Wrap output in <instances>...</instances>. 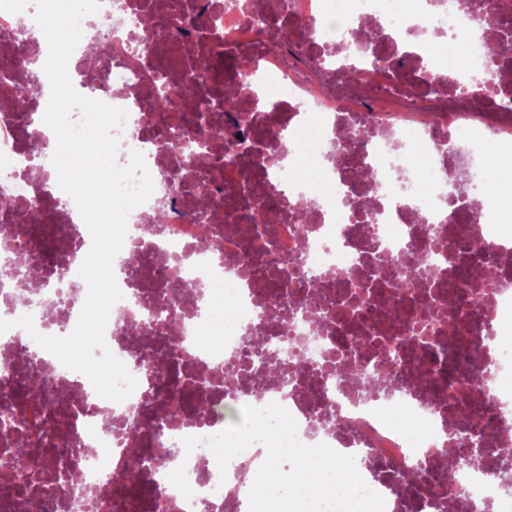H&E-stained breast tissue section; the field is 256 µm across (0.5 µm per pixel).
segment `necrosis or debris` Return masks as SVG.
Instances as JSON below:
<instances>
[{
    "label": "necrosis or debris",
    "mask_w": 512,
    "mask_h": 512,
    "mask_svg": "<svg viewBox=\"0 0 512 512\" xmlns=\"http://www.w3.org/2000/svg\"><path fill=\"white\" fill-rule=\"evenodd\" d=\"M154 2L101 0L68 61L79 94L127 111L116 162L141 152L154 185L128 215L113 260L122 298L105 328L137 386L102 398L23 328L1 333L0 415L18 426L0 429V469L46 421L55 430L24 475L0 483V512H71L70 467L93 491L80 512H247L264 444L223 471L203 443L182 447L221 432L228 402L286 408L302 443L354 457L385 512H512L495 473L497 450L512 447V181L489 163L512 159V55L489 36L512 29V14L470 0H183L175 40ZM271 13L280 26H267ZM35 14L0 10V193L32 215L0 211V319L29 315L64 337L87 296L74 267L92 240L44 141L45 37L31 42L27 111L4 83ZM368 19L388 65L362 48ZM99 44L105 72L86 61ZM452 66L480 74V96L455 88ZM225 84L241 106L205 125H240L250 142L227 135L207 142L208 161L174 158L166 114L152 108L158 87H192L171 105L189 143L197 96ZM420 260L433 277L407 278ZM258 338L264 365L251 358ZM26 357L45 402L18 397ZM354 369L380 388L349 380ZM173 417L178 430L157 428ZM401 464L412 484L394 477Z\"/></svg>",
    "instance_id": "1"
}]
</instances>
